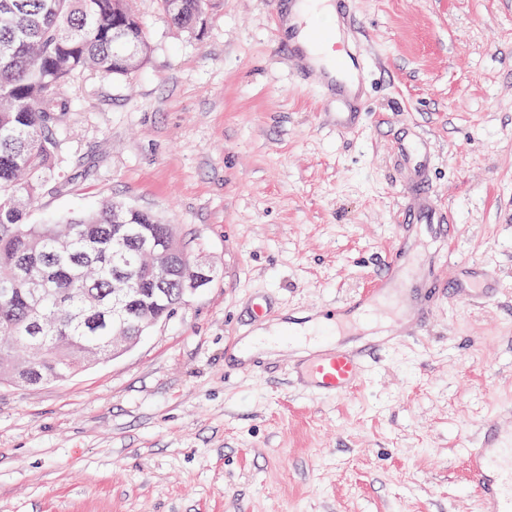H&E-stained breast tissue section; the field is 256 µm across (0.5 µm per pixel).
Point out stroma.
I'll return each mask as SVG.
<instances>
[{"mask_svg":"<svg viewBox=\"0 0 512 512\" xmlns=\"http://www.w3.org/2000/svg\"><path fill=\"white\" fill-rule=\"evenodd\" d=\"M277 4L214 0L189 38L133 0L147 62L62 86V189L29 223L120 200L216 275L120 357L0 385V512H481L461 447L512 406V0H351L373 89L345 128ZM424 205L445 234L404 225ZM400 239L417 280L477 266L491 299L437 295L339 398L298 385L288 345L236 362L254 298L272 325L352 305ZM402 155L408 160L413 161L414 166L417 168L418 178L416 186L418 188L419 195H422L428 188L429 182V167L424 160L425 153L423 147L417 142H408L401 146Z\"/></svg>","mask_w":512,"mask_h":512,"instance_id":"35a3bbf8","label":"stroma"}]
</instances>
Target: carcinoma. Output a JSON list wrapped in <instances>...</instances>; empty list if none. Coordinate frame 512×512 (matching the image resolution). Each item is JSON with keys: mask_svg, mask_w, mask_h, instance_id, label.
Listing matches in <instances>:
<instances>
[{"mask_svg": "<svg viewBox=\"0 0 512 512\" xmlns=\"http://www.w3.org/2000/svg\"><path fill=\"white\" fill-rule=\"evenodd\" d=\"M181 32L202 29L212 0H158ZM151 52L132 0H0V281L24 262L47 294L42 315H34L24 284L0 295V383H16L29 354L4 345L28 336L41 350L39 382L61 380L91 353L112 357V337L124 330L142 336L140 301L154 303L159 319L178 305L182 276L169 275L167 293L153 297L156 281L142 240H164L169 225L123 202L27 223L40 195L55 189L56 132L71 103L60 92L75 73L93 69L108 77L127 76ZM134 268L126 321L112 317L117 275Z\"/></svg>", "mask_w": 512, "mask_h": 512, "instance_id": "cac0c4a2", "label": "carcinoma"}]
</instances>
